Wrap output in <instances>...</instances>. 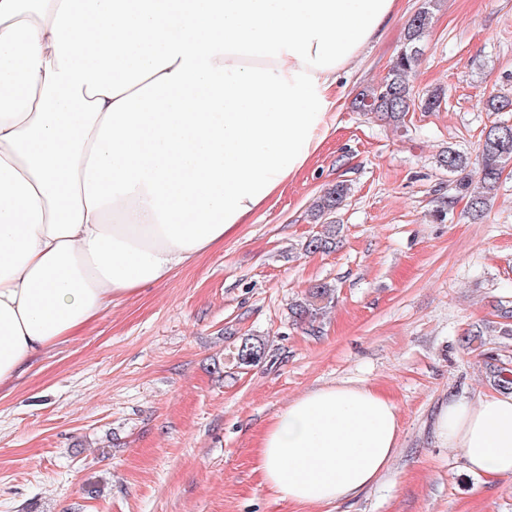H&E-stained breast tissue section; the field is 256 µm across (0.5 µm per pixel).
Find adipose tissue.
I'll return each mask as SVG.
<instances>
[{
	"label": "adipose tissue",
	"mask_w": 512,
	"mask_h": 512,
	"mask_svg": "<svg viewBox=\"0 0 512 512\" xmlns=\"http://www.w3.org/2000/svg\"><path fill=\"white\" fill-rule=\"evenodd\" d=\"M398 0H0V385L223 243L311 160L341 72ZM395 403L289 402L256 469L280 499L358 496L397 454ZM434 437L512 477V393L449 395Z\"/></svg>",
	"instance_id": "ef3b65f1"
}]
</instances>
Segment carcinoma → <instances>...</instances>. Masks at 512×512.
Masks as SVG:
<instances>
[{"label":"carcinoma","mask_w":512,"mask_h":512,"mask_svg":"<svg viewBox=\"0 0 512 512\" xmlns=\"http://www.w3.org/2000/svg\"><path fill=\"white\" fill-rule=\"evenodd\" d=\"M434 0L411 18L404 42L388 70L387 76L379 83L361 90L352 106L358 112H370L389 124L399 127L405 123L407 114L417 108L432 112L440 107L445 91L435 90L423 96L413 94L409 77L423 55L422 46L432 18ZM490 112H512V97L491 95L485 102ZM512 162V124L496 122L483 131L475 157H470L455 149H448L440 155V166L450 174H458L455 190L468 198V213L474 220L482 219L490 201L496 196L504 168ZM349 194V187L338 182L327 189L312 206L315 218L321 219L337 212ZM337 226L326 222L323 231L312 237L307 249L312 252L326 251L336 244ZM330 286L318 283L310 287L308 299L296 305V314L302 320L314 321L323 303L330 299ZM234 361L241 366L259 364L266 356L265 343L259 339L245 337L232 352ZM486 366L490 385L512 390V368L491 354Z\"/></svg>","instance_id":"1"}]
</instances>
